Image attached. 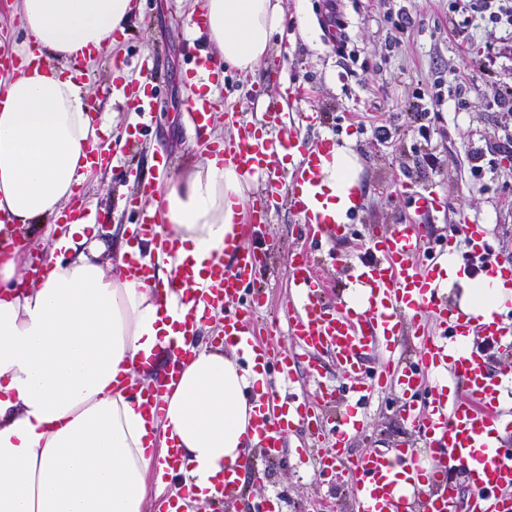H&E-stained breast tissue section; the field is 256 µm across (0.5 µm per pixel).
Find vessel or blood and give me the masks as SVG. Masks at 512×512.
<instances>
[{"mask_svg":"<svg viewBox=\"0 0 512 512\" xmlns=\"http://www.w3.org/2000/svg\"><path fill=\"white\" fill-rule=\"evenodd\" d=\"M191 79L201 83L219 81L221 67L208 57L194 55ZM128 111L136 116L133 133H140L152 120V109L139 98L133 85L122 87ZM234 118L232 106H219L216 99L198 93L189 104V112L198 129H206L217 110ZM267 132L241 122L235 136L223 143L211 144V153L224 157L246 179L266 177L267 193L253 207L251 221H268V200L287 196L314 239L327 231L346 232L331 216L317 209L321 183V162L328 157L332 139L305 146L283 139L277 128L291 122L292 115L281 103L269 100L264 105ZM290 158L287 181L274 177V159ZM154 190L143 185L130 205L136 214V238L157 239L162 223L153 203ZM467 243L472 258L480 260L486 282L499 279L512 283V262L499 260L478 225L467 227ZM370 258L361 262L355 276L356 297L328 306L324 289L311 280L312 260L300 254L291 266L293 291L287 312L291 334L303 356L314 360L325 348H332L337 362L349 375L347 407L336 414L332 426H325L308 396H293L287 406L277 407L279 389L289 387L296 360L285 350H275L262 339L264 327L252 310L261 301L257 283L262 276L254 252L245 242L233 246L227 257L213 259L200 272L192 261L176 266L168 282L173 301L169 306L184 338L197 333L198 294L208 295L211 303L224 306V344L235 348L242 365L253 364L273 369L260 406L251 424V436L266 459H279L285 435L294 429L308 430L313 440L327 439L329 447L319 450L305 447L302 461H316L319 475L339 471L349 491L355 512H406L407 488L426 484L442 486V493L429 499L426 512H455L454 485L449 470L461 472L474 493L468 512H512V448L503 447V434L512 431V369L491 371V350L512 348V317L495 312L485 320L450 309L445 295L433 284L432 273L445 261L455 259L450 238L430 241L420 225H396L387 236L371 240ZM129 278L153 287L157 284L152 264L140 253L125 259ZM235 308H227L228 300ZM431 314L434 331L415 332L420 347L414 355H399L400 338L407 322L421 314ZM481 328V342L471 333ZM382 357L380 367L364 366L367 355ZM177 376L168 366L154 386L134 391L148 417L160 416L162 394ZM462 383L465 394L454 397L450 386ZM394 389L408 397H420V404H408L406 419L423 442L422 450L412 448L373 449L350 462H343L345 444L351 435L364 429L362 407L385 389ZM242 463L228 464L216 486L217 498L230 500L242 493Z\"/></svg>","mask_w":512,"mask_h":512,"instance_id":"b4317fda","label":"vessel or blood"}]
</instances>
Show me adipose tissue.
I'll list each match as a JSON object with an SVG mask.
<instances>
[{"label":"adipose tissue","instance_id":"1","mask_svg":"<svg viewBox=\"0 0 512 512\" xmlns=\"http://www.w3.org/2000/svg\"><path fill=\"white\" fill-rule=\"evenodd\" d=\"M26 40L45 66L0 77V231L56 220L83 183L90 148L108 133L95 124L70 62L92 65L112 51L134 15L133 0H14ZM216 60L248 76L285 23L280 0H203ZM360 165L349 145L322 166L324 202L347 221ZM246 186L233 164L206 157L171 174L156 203L162 268L185 259L204 269L244 219ZM91 224L55 228L47 271L24 280L15 243L0 247V512H145L167 486V458L195 499H210L224 466L246 456L261 373L237 355L194 347L162 417L147 419L130 395L146 380L143 362L183 336L163 319L157 291L127 279L122 260L106 271L88 246ZM512 289L467 283L460 303L473 316L503 311Z\"/></svg>","mask_w":512,"mask_h":512}]
</instances>
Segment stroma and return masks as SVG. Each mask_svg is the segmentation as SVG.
<instances>
[{"label":"stroma","mask_w":512,"mask_h":512,"mask_svg":"<svg viewBox=\"0 0 512 512\" xmlns=\"http://www.w3.org/2000/svg\"><path fill=\"white\" fill-rule=\"evenodd\" d=\"M141 15L132 20L125 38L112 52L98 57L80 83L81 94L94 116L106 122L113 136L125 135L129 114L113 93V62L125 61V76L140 79V65L151 60L155 77L148 91L153 108L151 126L129 153L128 167L105 166L93 171L78 195L63 207L65 213L94 212L97 233L93 240L103 263L114 260L121 243L132 240L135 214L131 198L142 182L164 183L155 158L170 155L178 171L201 161L200 134L188 118L191 101L187 73L192 50L204 49L205 38L189 39L188 15L192 0H136ZM343 21L349 35V55L337 54L335 42L324 28L312 39L300 36L294 23L276 34L267 59L247 80L229 78L217 83L213 95H232L241 120L261 123L262 101L287 99L291 86L305 92L319 123L298 121L279 133L312 145L324 137L350 139L360 164V202L354 212L351 233L337 237L335 260L312 266L314 279L329 300L345 297L350 271L366 257L367 241L388 235L395 225H422L427 238L464 233L452 225H482L499 256L512 260V158L499 146L512 138V114L486 110L482 100L459 105L455 93L468 74L483 81V92L492 97L501 85L512 86V57L498 50L501 29L469 14L455 11L452 0H344ZM411 16V30H396L393 16ZM424 90L440 103L425 122V135L410 131L414 121L413 94ZM386 126L388 139H377L374 130ZM491 146L482 165L484 179L471 173L474 148ZM435 154L439 170L425 163ZM429 187L439 194L440 209L414 213L411 192ZM249 245L263 256L267 300L255 309L259 321L277 320L283 347L294 344L283 323L291 290L288 269L296 252L305 248L301 221L286 199L270 208L269 221L256 225ZM405 397L389 392L367 413L364 432L354 435L346 448L356 457L372 448L420 447L419 436L404 419ZM308 439L306 430L288 433L280 460L269 462L261 450H253L252 463L242 471L243 494L229 503L205 502L195 512H257L273 490L282 495L284 512H322L334 501L336 512H355L342 476L314 477L298 467L296 449Z\"/></svg>","instance_id":"35a3bbf8"}]
</instances>
